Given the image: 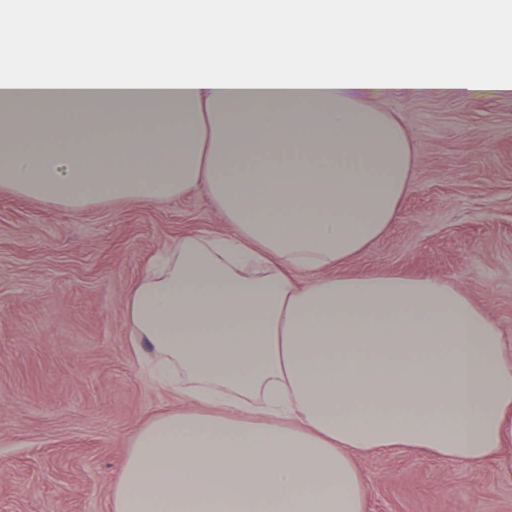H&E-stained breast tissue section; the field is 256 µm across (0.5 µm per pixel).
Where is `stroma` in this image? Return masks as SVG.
<instances>
[{"label": "stroma", "instance_id": "35a3bbf8", "mask_svg": "<svg viewBox=\"0 0 512 512\" xmlns=\"http://www.w3.org/2000/svg\"><path fill=\"white\" fill-rule=\"evenodd\" d=\"M416 162L388 233L343 275L454 282L484 306L512 358V96L391 92ZM201 187L79 207L0 184V512H111L132 435L183 399L151 378L125 304L179 237L223 233ZM367 512H512V475L405 448L367 454Z\"/></svg>", "mask_w": 512, "mask_h": 512}]
</instances>
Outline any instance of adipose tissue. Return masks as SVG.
<instances>
[{
  "label": "adipose tissue",
  "instance_id": "adipose-tissue-1",
  "mask_svg": "<svg viewBox=\"0 0 512 512\" xmlns=\"http://www.w3.org/2000/svg\"><path fill=\"white\" fill-rule=\"evenodd\" d=\"M512 4L0 0V182L79 205L203 187L229 224L154 258L126 319L183 409L131 438L112 512H366L358 459L512 470V360L459 285L328 276L385 235L411 140L366 98L512 92Z\"/></svg>",
  "mask_w": 512,
  "mask_h": 512
}]
</instances>
